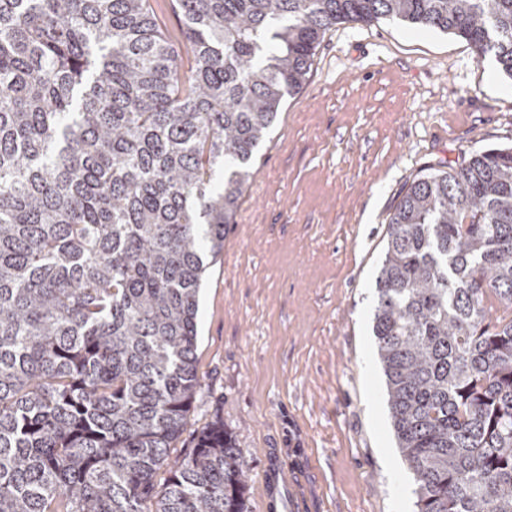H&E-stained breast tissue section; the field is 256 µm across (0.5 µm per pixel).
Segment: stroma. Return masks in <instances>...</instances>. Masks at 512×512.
<instances>
[{
    "mask_svg": "<svg viewBox=\"0 0 512 512\" xmlns=\"http://www.w3.org/2000/svg\"><path fill=\"white\" fill-rule=\"evenodd\" d=\"M512 145V80L465 40L388 20L333 26L255 157L199 308L202 396L182 456L219 418L265 512H416L372 331L390 216L414 176ZM287 473L281 467L268 466L263 480V497L267 510L277 508L278 492L281 484L287 483Z\"/></svg>",
    "mask_w": 512,
    "mask_h": 512,
    "instance_id": "35a3bbf8",
    "label": "stroma"
}]
</instances>
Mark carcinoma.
<instances>
[{
  "instance_id": "1",
  "label": "carcinoma",
  "mask_w": 512,
  "mask_h": 512,
  "mask_svg": "<svg viewBox=\"0 0 512 512\" xmlns=\"http://www.w3.org/2000/svg\"><path fill=\"white\" fill-rule=\"evenodd\" d=\"M0 0V512H248L216 419L180 458L206 257L326 32L460 37L512 79V0ZM373 333L416 512H512V147L428 167ZM167 472L156 491L158 471ZM175 0H149L150 7L155 14L170 43L178 50L184 52L182 27L183 23L175 9Z\"/></svg>"
}]
</instances>
